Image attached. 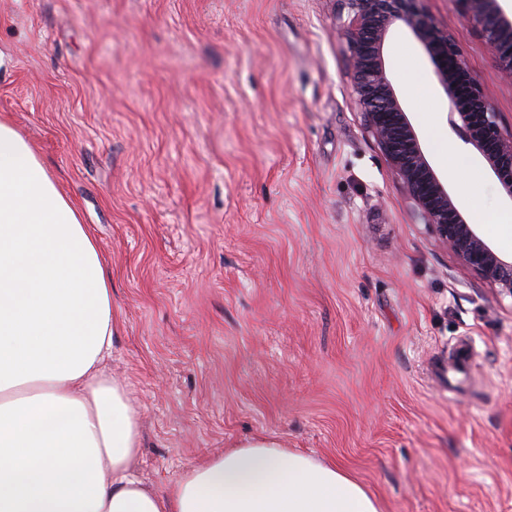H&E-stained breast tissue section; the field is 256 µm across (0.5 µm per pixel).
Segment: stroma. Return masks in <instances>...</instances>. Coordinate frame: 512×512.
<instances>
[{"instance_id":"35a3bbf8","label":"stroma","mask_w":512,"mask_h":512,"mask_svg":"<svg viewBox=\"0 0 512 512\" xmlns=\"http://www.w3.org/2000/svg\"><path fill=\"white\" fill-rule=\"evenodd\" d=\"M512 131L458 0H426ZM336 0H0V116L58 178L112 276L108 364L161 491L257 435L336 460L384 512H512V298L417 216L367 133ZM391 80L468 223L512 257V209L449 125L409 32ZM443 139L445 152L433 142ZM483 170L469 190L449 152ZM467 339L471 380L433 364Z\"/></svg>"}]
</instances>
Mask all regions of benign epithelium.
<instances>
[{
    "mask_svg": "<svg viewBox=\"0 0 512 512\" xmlns=\"http://www.w3.org/2000/svg\"><path fill=\"white\" fill-rule=\"evenodd\" d=\"M347 16L342 34L348 75L368 132L405 184L414 206L463 267L512 297V260L502 259L454 205L405 112L383 57L388 37L405 29L437 64L452 105L451 126L476 149L512 198V133L498 123L493 102L459 58L452 37L425 10L424 0H337ZM463 19L483 38L503 81L512 84V18L500 0H459Z\"/></svg>",
    "mask_w": 512,
    "mask_h": 512,
    "instance_id": "7a95c632",
    "label": "benign epithelium"
}]
</instances>
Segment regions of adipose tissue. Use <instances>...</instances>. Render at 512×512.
Returning <instances> with one entry per match:
<instances>
[{"label":"adipose tissue","instance_id":"adipose-tissue-1","mask_svg":"<svg viewBox=\"0 0 512 512\" xmlns=\"http://www.w3.org/2000/svg\"><path fill=\"white\" fill-rule=\"evenodd\" d=\"M117 331L95 239L0 117V512H382L336 461L270 436L147 487L141 412L106 370Z\"/></svg>","mask_w":512,"mask_h":512}]
</instances>
